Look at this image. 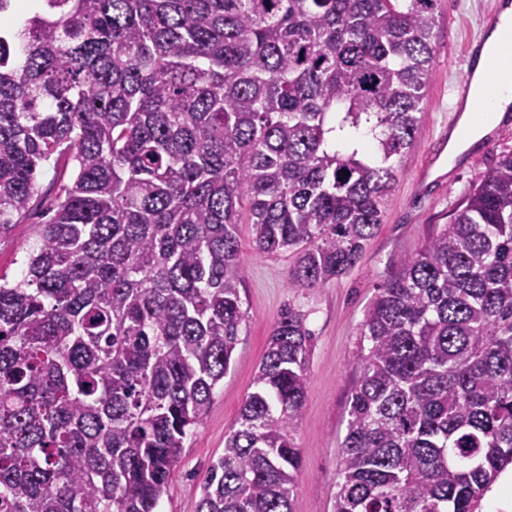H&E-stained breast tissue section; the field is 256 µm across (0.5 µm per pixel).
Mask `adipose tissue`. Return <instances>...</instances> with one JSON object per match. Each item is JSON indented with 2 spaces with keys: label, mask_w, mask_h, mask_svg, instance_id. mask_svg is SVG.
Segmentation results:
<instances>
[{
  "label": "adipose tissue",
  "mask_w": 512,
  "mask_h": 512,
  "mask_svg": "<svg viewBox=\"0 0 512 512\" xmlns=\"http://www.w3.org/2000/svg\"><path fill=\"white\" fill-rule=\"evenodd\" d=\"M484 69L476 67L472 77L471 96L466 102L458 125L448 142L449 156H457L471 143L484 136L503 112L512 106V66L499 75L494 97L484 94Z\"/></svg>",
  "instance_id": "obj_1"
}]
</instances>
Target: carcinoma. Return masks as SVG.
Here are the masks:
<instances>
[{
  "label": "carcinoma",
  "mask_w": 512,
  "mask_h": 512,
  "mask_svg": "<svg viewBox=\"0 0 512 512\" xmlns=\"http://www.w3.org/2000/svg\"><path fill=\"white\" fill-rule=\"evenodd\" d=\"M439 0H31L0 25V512H157L232 365L246 266L345 275L419 128ZM366 128V148L337 130ZM349 175H344V172ZM335 512H482L512 465V152L365 310ZM311 333L288 306L197 512H293ZM74 178L73 165H60L58 169L47 166L38 174L39 192L31 209L15 224L8 241L0 244V275L6 274L10 282L19 281L26 273L27 252L36 244L37 224H44L49 216L48 208L59 185L70 183Z\"/></svg>",
  "instance_id": "carcinoma-1"
}]
</instances>
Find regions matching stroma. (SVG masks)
Wrapping results in <instances>:
<instances>
[{
    "label": "stroma",
    "instance_id": "35a3bbf8",
    "mask_svg": "<svg viewBox=\"0 0 512 512\" xmlns=\"http://www.w3.org/2000/svg\"><path fill=\"white\" fill-rule=\"evenodd\" d=\"M493 0H440L434 20V61L419 114V130L401 161L398 178L384 204L383 222L364 244L357 264L344 276L299 291L288 285L295 264L290 253L256 255L252 226H237L246 263L241 290L245 314L232 367L216 390L203 424L186 441L160 512H197L202 483L212 459L224 451V436L236 423L270 332L285 306L300 310L312 334L306 398L293 437L301 455L293 512H334L340 469L338 445L345 434L348 394L357 373L361 324L377 285L401 268L446 224L462 195L498 156L512 151V112L498 124L494 144L471 146L455 159L441 138L457 122L454 90L467 65L463 48L483 39L492 26ZM74 178L72 167H45L31 209L0 243V275L24 278L35 231L45 223L59 185Z\"/></svg>",
    "mask_w": 512,
    "mask_h": 512
}]
</instances>
